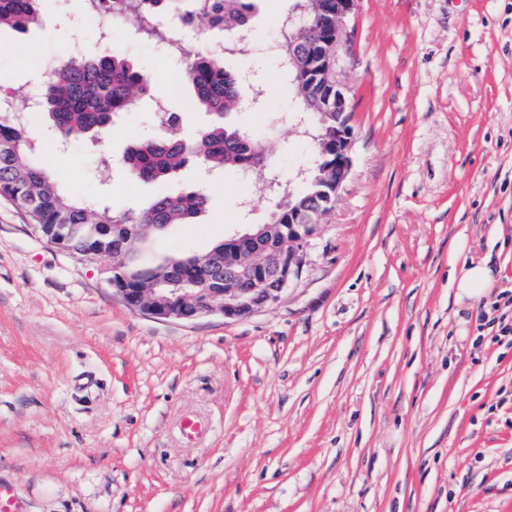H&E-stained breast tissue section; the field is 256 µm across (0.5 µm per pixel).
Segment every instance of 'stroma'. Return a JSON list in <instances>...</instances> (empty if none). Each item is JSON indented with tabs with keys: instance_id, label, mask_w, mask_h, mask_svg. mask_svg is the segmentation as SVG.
<instances>
[{
	"instance_id": "stroma-1",
	"label": "stroma",
	"mask_w": 512,
	"mask_h": 512,
	"mask_svg": "<svg viewBox=\"0 0 512 512\" xmlns=\"http://www.w3.org/2000/svg\"><path fill=\"white\" fill-rule=\"evenodd\" d=\"M229 67L253 68L261 108L235 114L282 181L311 159L266 48L293 0H255ZM53 0L25 35L0 33V74L46 73L64 40L121 49L152 80L171 59L122 28L64 27ZM340 77L354 92L353 167L279 300L236 321H158L107 284L104 259L49 245L0 195V483L23 512H512V335L479 340L491 303L512 313V0H358ZM41 159L90 206L134 211L201 183L91 176L92 147L45 140ZM126 112L120 159L158 136ZM273 206L232 173L208 211L145 258L198 254ZM486 263L493 285L456 297ZM207 426L194 440L183 417ZM455 279L460 299L479 298L491 284L490 271L480 264L469 266Z\"/></svg>"
}]
</instances>
